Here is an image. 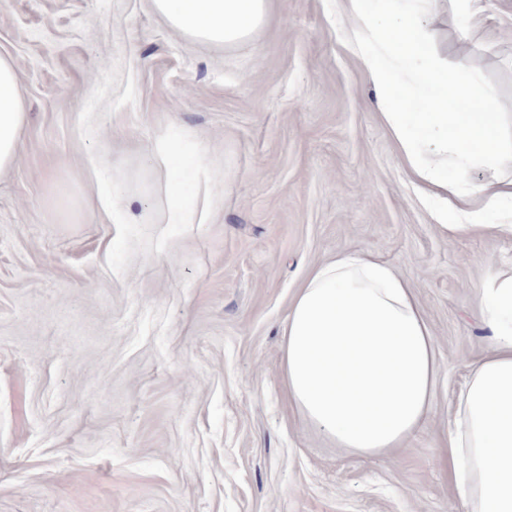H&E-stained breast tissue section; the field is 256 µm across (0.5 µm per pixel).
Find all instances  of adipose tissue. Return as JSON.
I'll return each mask as SVG.
<instances>
[{"instance_id": "1", "label": "adipose tissue", "mask_w": 512, "mask_h": 512, "mask_svg": "<svg viewBox=\"0 0 512 512\" xmlns=\"http://www.w3.org/2000/svg\"><path fill=\"white\" fill-rule=\"evenodd\" d=\"M152 2L173 31L212 45L249 38L268 15V0ZM414 2L346 0L340 21L383 93L381 118L412 180L426 196L441 190L459 201L442 234L484 231L495 212L498 232L512 236V139L499 134L500 113L468 111L477 77L438 62L422 27L406 23ZM25 119L16 72L0 57V169L12 165ZM476 161L489 172L484 184L439 182L447 166ZM478 304L492 344L471 364L448 432L456 512H512V277L488 282ZM281 336L288 396L336 448L377 457L427 420L441 367L411 284L392 266L343 251L315 267Z\"/></svg>"}]
</instances>
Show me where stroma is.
<instances>
[{
	"label": "stroma",
	"instance_id": "obj_1",
	"mask_svg": "<svg viewBox=\"0 0 512 512\" xmlns=\"http://www.w3.org/2000/svg\"><path fill=\"white\" fill-rule=\"evenodd\" d=\"M481 6L420 16L508 121L512 0ZM0 56L28 112L0 170V512H452L447 431L512 238L442 235L338 0H270L229 46L151 0H0ZM170 135L195 162L190 224L162 221ZM342 250L410 280L441 363L428 421L380 457L338 451L283 385L290 304Z\"/></svg>",
	"mask_w": 512,
	"mask_h": 512
}]
</instances>
